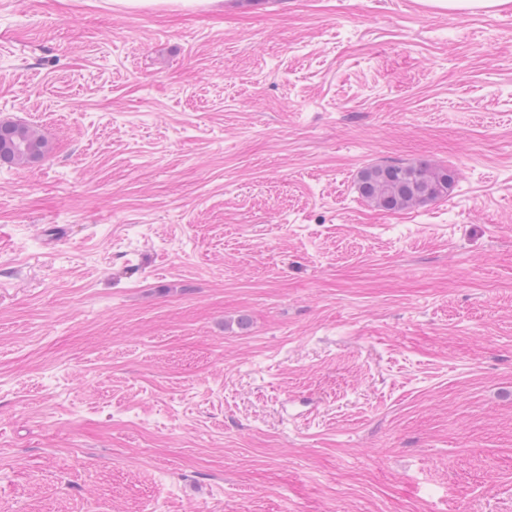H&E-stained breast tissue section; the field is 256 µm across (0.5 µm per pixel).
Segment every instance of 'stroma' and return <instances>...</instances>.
Wrapping results in <instances>:
<instances>
[{
  "mask_svg": "<svg viewBox=\"0 0 512 512\" xmlns=\"http://www.w3.org/2000/svg\"><path fill=\"white\" fill-rule=\"evenodd\" d=\"M0 120V512H512V9L0 0ZM47 139L25 124L0 123V166H27L48 154ZM453 181L448 169L428 163L380 164L360 172L357 189L372 206L399 211L446 196Z\"/></svg>",
  "mask_w": 512,
  "mask_h": 512,
  "instance_id": "obj_1",
  "label": "stroma"
}]
</instances>
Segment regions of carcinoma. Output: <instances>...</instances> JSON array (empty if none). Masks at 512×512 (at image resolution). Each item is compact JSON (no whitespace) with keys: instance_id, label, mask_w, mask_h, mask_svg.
<instances>
[{"instance_id":"obj_1","label":"carcinoma","mask_w":512,"mask_h":512,"mask_svg":"<svg viewBox=\"0 0 512 512\" xmlns=\"http://www.w3.org/2000/svg\"><path fill=\"white\" fill-rule=\"evenodd\" d=\"M47 139L25 124L0 123V166H27L48 154ZM452 172L428 163L380 164L360 172L358 192L372 206L399 211L435 201L448 194Z\"/></svg>"}]
</instances>
